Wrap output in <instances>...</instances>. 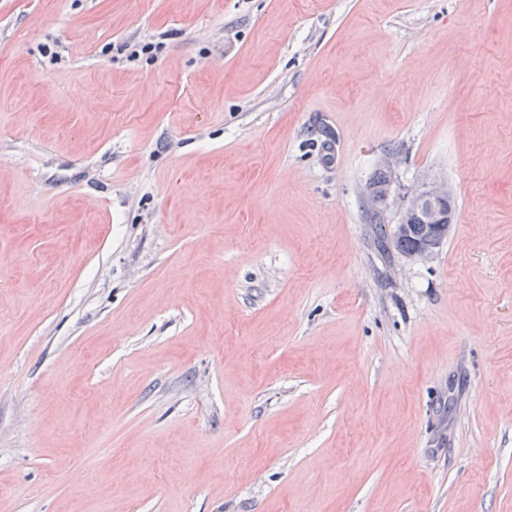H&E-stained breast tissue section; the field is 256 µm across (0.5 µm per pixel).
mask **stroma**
Listing matches in <instances>:
<instances>
[{"mask_svg":"<svg viewBox=\"0 0 512 512\" xmlns=\"http://www.w3.org/2000/svg\"><path fill=\"white\" fill-rule=\"evenodd\" d=\"M0 512H512V0H0ZM384 166L389 170V181L388 170ZM384 166L378 167L369 178L368 182V184L374 188V193L372 194L374 213L370 223L382 224L380 222V216L387 208L382 190L388 181L387 198L390 199L392 195L395 196V189V197L396 201H398L397 219L394 226L395 231L399 234L393 235L392 243L395 249L402 254L405 253L403 256L408 259L417 261L427 260L435 254L441 244L440 242H434V240L442 241L451 226L453 210L452 206L448 203V184L441 181L422 183L411 190L406 189L401 186L398 181L394 163L387 160L384 162ZM369 185H367L366 188L367 195L368 193H372V188ZM422 197L428 198L431 201L432 218L437 224H429L425 211L416 207ZM446 202L448 203L447 212L440 209V204ZM409 206H415L416 208L408 214L406 223L403 224L406 208ZM446 222H448V224H445ZM438 224H444L445 227L447 226V231L443 232ZM424 242L426 243L423 244ZM421 244L423 245L419 247Z\"/></svg>","mask_w":512,"mask_h":512,"instance_id":"obj_1","label":"stroma"}]
</instances>
